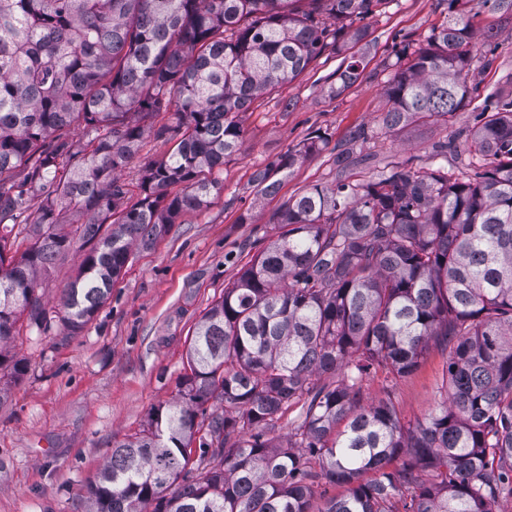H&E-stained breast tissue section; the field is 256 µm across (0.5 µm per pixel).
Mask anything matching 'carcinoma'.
I'll use <instances>...</instances> for the list:
<instances>
[{
    "label": "carcinoma",
    "mask_w": 512,
    "mask_h": 512,
    "mask_svg": "<svg viewBox=\"0 0 512 512\" xmlns=\"http://www.w3.org/2000/svg\"><path fill=\"white\" fill-rule=\"evenodd\" d=\"M473 1L512 19V0H448L428 46L395 54L386 128L445 117L469 97L473 15L461 3ZM299 2L0 0V374L22 372L9 350L21 317L47 324L40 277L83 251L61 298L66 329L82 331L133 245L219 190L214 169L243 144L238 114L326 49L365 41L363 21L385 0ZM358 69L348 62L331 93ZM165 99L182 116L180 138L132 201L117 171L144 128L127 116ZM76 122L87 144L46 147ZM323 143L258 172L257 193L276 192L273 175ZM466 150L457 175L390 163L368 182L350 180L340 153L336 187L285 201L276 239L199 321L179 397L112 449L89 512H311L322 482L347 490L319 512H508L512 100ZM19 167L30 168L26 190L5 178ZM32 201L30 245L9 257ZM433 344L448 351L445 399L421 420L401 423L388 393L364 401L374 367L408 375ZM294 405L303 413L284 449L275 433Z\"/></svg>",
    "instance_id": "obj_1"
}]
</instances>
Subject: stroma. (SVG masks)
I'll return each mask as SVG.
<instances>
[{
    "instance_id": "obj_1",
    "label": "stroma",
    "mask_w": 512,
    "mask_h": 512,
    "mask_svg": "<svg viewBox=\"0 0 512 512\" xmlns=\"http://www.w3.org/2000/svg\"><path fill=\"white\" fill-rule=\"evenodd\" d=\"M447 17L446 0H390L368 18L363 67L341 95L329 85L344 56L328 51L240 113L243 145L214 171L219 193L207 206L183 211L150 248H134L109 300L80 333L60 321L78 256L63 258L43 278L39 293L50 321L42 328L20 321L11 351L25 371L0 379L7 391L0 401V512H86L88 487L112 448L177 398L198 322L274 239L281 205L312 187H335L337 153H349L354 178L366 181L391 162L465 168L466 138L480 112L512 94V20L486 9L475 18L467 74L474 92L456 111L396 130L383 124L395 49L426 46ZM179 123L172 105L148 119L137 155L121 172L131 196L140 192L145 165L174 147ZM319 135L326 143L318 153L278 173L274 194L257 196L259 170ZM442 144L447 154H437ZM446 369V353L433 346L409 375L373 372L364 394L391 392L401 422L413 423L442 400Z\"/></svg>"
}]
</instances>
